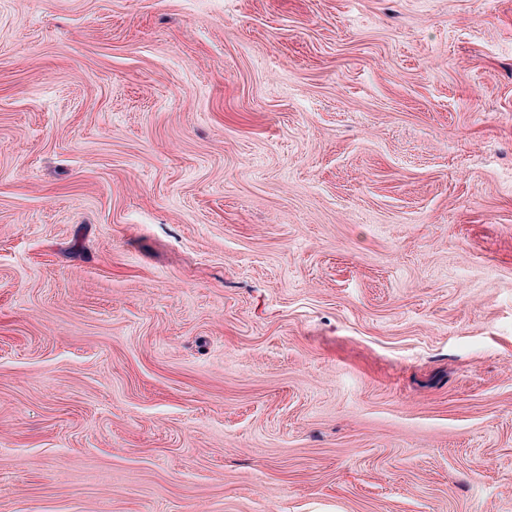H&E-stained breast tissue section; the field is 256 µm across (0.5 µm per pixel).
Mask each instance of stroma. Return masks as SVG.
Returning <instances> with one entry per match:
<instances>
[{
    "mask_svg": "<svg viewBox=\"0 0 512 512\" xmlns=\"http://www.w3.org/2000/svg\"><path fill=\"white\" fill-rule=\"evenodd\" d=\"M0 512H512V0H0Z\"/></svg>",
    "mask_w": 512,
    "mask_h": 512,
    "instance_id": "stroma-1",
    "label": "stroma"
}]
</instances>
